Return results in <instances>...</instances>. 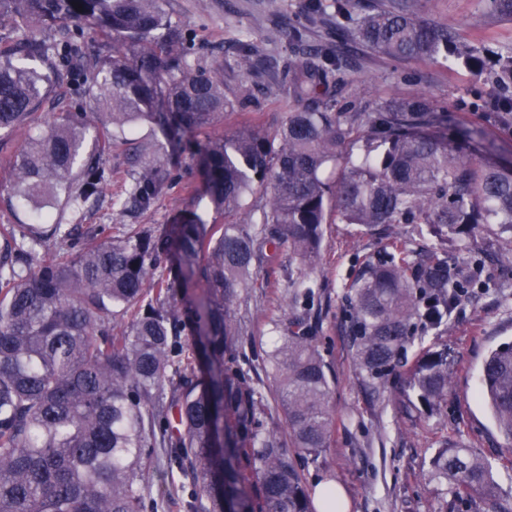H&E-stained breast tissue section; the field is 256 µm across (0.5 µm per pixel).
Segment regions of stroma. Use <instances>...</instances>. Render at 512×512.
<instances>
[{
    "label": "stroma",
    "instance_id": "35a3bbf8",
    "mask_svg": "<svg viewBox=\"0 0 512 512\" xmlns=\"http://www.w3.org/2000/svg\"><path fill=\"white\" fill-rule=\"evenodd\" d=\"M304 0H160L171 24L190 40L193 58L201 65L220 61L227 93H247L249 100L224 119L225 131L243 124L267 129L280 125L293 102L282 82L286 68L303 61L310 50L332 46L343 60V82L318 88L320 100L340 112H376L391 98L427 97L448 111V140L461 152L481 151L491 161L512 165V122L494 111L489 86L468 69L427 59H395L365 44L343 39L368 8L357 0L338 13L335 0L306 21ZM424 18L455 28L472 44L492 50L512 44V18H494L488 0H416ZM304 29L299 45H290L289 28ZM249 38L258 50V66L243 74L238 66V43ZM58 79L37 110L38 121L0 139V225L24 224L25 209L14 197L12 173L29 136L38 135L48 122L68 112H88L92 104L83 92L79 75L65 63L56 66ZM476 131L473 140L459 138L460 130ZM156 136L141 127L134 143L113 144L102 162L111 167L110 186L82 209L61 208L53 216L63 224L94 228L109 225L119 235L129 227L162 229L172 216L189 206L201 186L195 160L181 153L171 162L173 183L154 208L139 211L124 204L125 187L135 173V150L150 149ZM410 247L433 245L420 238L415 224H394L377 235L365 234L352 224L325 227L321 257L315 268L294 265L292 273L278 268L262 271L267 288L249 292V333L238 345L269 349L271 328L287 317L294 282L309 279L317 286L320 328L316 342L336 375L334 403L336 428L322 466H308V486L330 483L344 493L345 512H447L451 496L446 483L428 480L423 460L444 442L457 443L488 460L498 477L501 496L512 502V475L505 465L512 459V441L497 428L491 412L478 395L486 354L512 340V273L486 262L478 286L452 314L447 326L416 337L414 349L447 348L451 391L448 402L432 416L421 417L407 407L401 377H390L372 390L358 375L346 328L347 287L362 273L365 261L389 248L395 239Z\"/></svg>",
    "mask_w": 512,
    "mask_h": 512
}]
</instances>
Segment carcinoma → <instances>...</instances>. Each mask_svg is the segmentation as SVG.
Here are the masks:
<instances>
[{
	"label": "carcinoma",
	"instance_id": "carcinoma-1",
	"mask_svg": "<svg viewBox=\"0 0 512 512\" xmlns=\"http://www.w3.org/2000/svg\"><path fill=\"white\" fill-rule=\"evenodd\" d=\"M72 19L112 39V54L34 37ZM1 21L13 37L0 38V132L35 122L61 46L101 124L88 154L84 113L29 140L14 170L15 196L29 212L23 235L49 246L70 240L78 226L55 221L47 207L98 197L112 182L101 155L140 124L162 131L172 151L199 155L202 198L224 223L186 208L160 232L90 230L79 234L76 256L27 266L15 228L0 229V512H158L148 484L156 448L168 449L165 478H190L186 512H315L301 464L323 462L335 391L308 313L315 292L295 288L291 315L274 323L267 386L236 350L246 334L242 291L267 287L265 268L312 266L326 224L364 232L426 224L441 238L485 224L502 241L498 261L512 267V168L448 144V113L423 96L392 99L374 114L319 101L317 87L340 71L328 49L288 70L296 105L274 133L253 125L219 133L242 101L226 95L220 68L191 61L159 0H0ZM351 37L393 58L461 64L486 77L496 111L512 114L511 45L472 46L420 18L410 0L372 8ZM345 148L332 186L323 170ZM136 157L127 196L149 211L172 175L157 158ZM257 188L266 201L253 209L246 198ZM481 270L477 259L465 280L450 278L448 256L419 257L401 240L367 260L349 285L348 334L363 381L377 389L401 370L408 405L438 412L450 391L448 352L411 357L409 348L417 333L448 325ZM185 330L197 336L192 348L178 340ZM272 388L287 441L262 420ZM479 390L512 439V341L485 357ZM427 474L448 484L452 509L512 512L499 503L491 464L468 448L436 449Z\"/></svg>",
	"mask_w": 512,
	"mask_h": 512
}]
</instances>
